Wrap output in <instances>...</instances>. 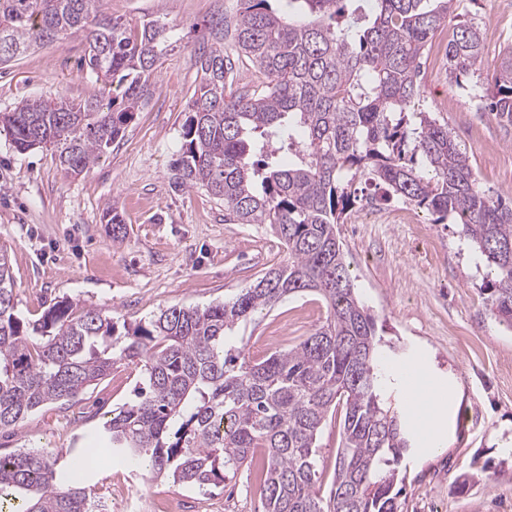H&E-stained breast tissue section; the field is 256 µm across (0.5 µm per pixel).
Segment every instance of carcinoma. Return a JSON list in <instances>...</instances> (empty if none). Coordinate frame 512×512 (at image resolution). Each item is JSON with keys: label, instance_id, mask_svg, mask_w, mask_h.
<instances>
[{"label": "carcinoma", "instance_id": "1", "mask_svg": "<svg viewBox=\"0 0 512 512\" xmlns=\"http://www.w3.org/2000/svg\"><path fill=\"white\" fill-rule=\"evenodd\" d=\"M96 0H0V65L67 37L85 42L80 68L101 78L100 98L25 100L0 113L16 151L58 152L63 170L90 169L156 89L169 47L157 20L133 28L100 14ZM234 39L262 79L232 87L236 59L200 56L176 185L224 202V220L266 224L288 260L235 297L204 308L169 306L118 328L102 310L71 300L41 318L15 313L14 282L0 247V431L37 410L65 405L118 362L146 384L104 424L99 444L141 462L157 479L218 487L261 455L262 512H398L393 488L414 430L389 385L383 341L358 299L337 236L368 198H399L462 227L484 257L492 313L512 326V196L492 197L448 124L412 112L423 60L457 0H239ZM448 81L474 75L488 111L512 125V47L483 68L479 23L457 24L446 46ZM293 161L283 164L279 153ZM374 188L373 196L365 194ZM309 293L324 321L299 342L255 361L229 336L285 298ZM340 440L328 501L316 452L330 412ZM90 449L57 467L50 448L0 456V512H95L83 486Z\"/></svg>", "mask_w": 512, "mask_h": 512}]
</instances>
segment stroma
<instances>
[{
  "label": "stroma",
  "mask_w": 512,
  "mask_h": 512,
  "mask_svg": "<svg viewBox=\"0 0 512 512\" xmlns=\"http://www.w3.org/2000/svg\"><path fill=\"white\" fill-rule=\"evenodd\" d=\"M106 14L139 27L167 24L172 51L161 60L157 90L106 154L70 177L55 152H17L0 133V245L7 249L18 314L38 320L57 301L101 309L114 322L150 320L178 304L207 306L234 297L269 267L286 261L282 243L265 225L230 224L224 204L205 189L174 183L171 165L182 145L187 104L202 73L201 53L234 46L229 21L237 0H100ZM460 18L482 26L486 60L512 41V0H459ZM83 42L69 37L28 51L0 67V113L23 100L62 94L85 101L102 92L81 71ZM444 62L427 57L422 111L446 123L465 148L482 185L512 192V126L480 111L469 93L448 82ZM118 205L123 229L113 238L105 217ZM406 208L409 224H387ZM338 237L359 299L376 318L391 350L392 378L414 370L443 398L447 445L415 437L397 498L398 512H512V330L492 314L486 264L458 225L394 200L366 204ZM310 294L289 297L261 318L240 325L234 343L261 359L296 341L323 319ZM138 370L116 363L67 405L37 411L0 432V454L39 446L61 452L92 447L113 410L131 401ZM100 512H155L167 495L182 512H258L255 469L242 467L223 487L198 489L152 479L121 458L86 482Z\"/></svg>",
  "instance_id": "obj_1"
}]
</instances>
